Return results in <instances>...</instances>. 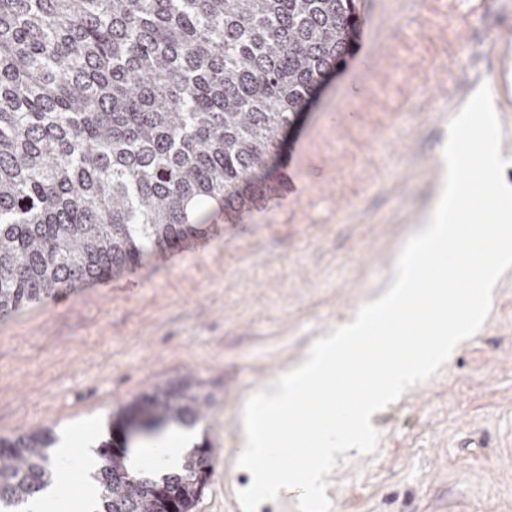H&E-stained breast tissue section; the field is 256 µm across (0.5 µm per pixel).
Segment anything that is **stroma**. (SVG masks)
<instances>
[{"mask_svg": "<svg viewBox=\"0 0 512 512\" xmlns=\"http://www.w3.org/2000/svg\"><path fill=\"white\" fill-rule=\"evenodd\" d=\"M346 62L284 140L287 189L184 248L0 318V438L92 422L181 380L206 397L213 475L193 512H232L246 400L387 284L438 194L450 119L512 83V0H359ZM374 453L326 475L331 512H512V268L489 315L429 380L375 420Z\"/></svg>", "mask_w": 512, "mask_h": 512, "instance_id": "obj_1", "label": "stroma"}]
</instances>
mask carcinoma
I'll list each match as a JSON object with an SVG mask.
<instances>
[{
	"label": "carcinoma",
	"instance_id": "carcinoma-1",
	"mask_svg": "<svg viewBox=\"0 0 512 512\" xmlns=\"http://www.w3.org/2000/svg\"><path fill=\"white\" fill-rule=\"evenodd\" d=\"M359 27L357 0H0V316L285 190L260 171ZM204 401L170 384L117 424L192 428ZM56 442L0 438V512L47 488ZM100 454V512H192L215 457L205 437L152 478Z\"/></svg>",
	"mask_w": 512,
	"mask_h": 512
}]
</instances>
